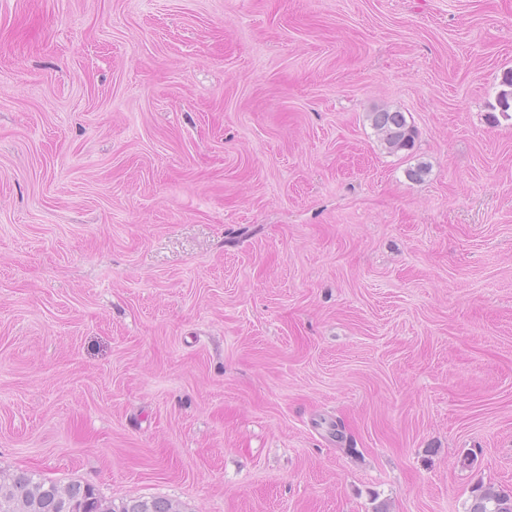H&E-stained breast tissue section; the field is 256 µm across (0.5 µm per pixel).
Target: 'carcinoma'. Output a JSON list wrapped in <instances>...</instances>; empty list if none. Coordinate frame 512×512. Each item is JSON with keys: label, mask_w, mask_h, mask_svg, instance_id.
Returning a JSON list of instances; mask_svg holds the SVG:
<instances>
[{"label": "carcinoma", "mask_w": 512, "mask_h": 512, "mask_svg": "<svg viewBox=\"0 0 512 512\" xmlns=\"http://www.w3.org/2000/svg\"><path fill=\"white\" fill-rule=\"evenodd\" d=\"M490 118L511 117L512 69L503 72ZM500 115H495V112ZM384 148L392 153L410 151L416 132L405 113L387 108L367 115ZM0 512H186L181 502L165 498H136L115 506L88 484L72 481L61 484L36 477L29 470H0ZM469 512H512V496L488 487L474 496Z\"/></svg>", "instance_id": "cac0c4a2"}]
</instances>
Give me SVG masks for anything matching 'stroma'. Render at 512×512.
I'll use <instances>...</instances> for the list:
<instances>
[{"instance_id":"stroma-1","label":"stroma","mask_w":512,"mask_h":512,"mask_svg":"<svg viewBox=\"0 0 512 512\" xmlns=\"http://www.w3.org/2000/svg\"><path fill=\"white\" fill-rule=\"evenodd\" d=\"M509 69L512 0H0V468L186 512L512 495ZM500 90L496 94V104L492 105V110L498 112L505 118L512 119L509 111L512 108V69L504 71L499 83ZM367 118L389 153L397 154L413 149L416 132L404 112L381 108L368 112Z\"/></svg>"}]
</instances>
